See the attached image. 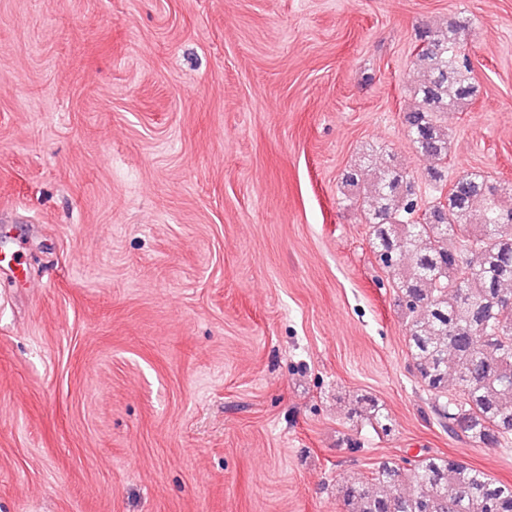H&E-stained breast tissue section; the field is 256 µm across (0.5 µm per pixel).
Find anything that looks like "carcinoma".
I'll return each instance as SVG.
<instances>
[{"label":"carcinoma","instance_id":"carcinoma-1","mask_svg":"<svg viewBox=\"0 0 512 512\" xmlns=\"http://www.w3.org/2000/svg\"><path fill=\"white\" fill-rule=\"evenodd\" d=\"M468 22L451 19L417 35L421 79L403 122L413 149L430 161L421 177L435 195L418 201L414 172L390 159L343 175V203L359 210L378 264L392 276L407 319L410 370L449 433L495 447L512 435V192L478 171L448 176L450 140L441 115L471 103L478 87L465 49ZM458 390L448 394V379ZM350 417L388 435L371 397ZM344 512H512V484L447 456L405 468L385 461L340 487Z\"/></svg>","mask_w":512,"mask_h":512}]
</instances>
